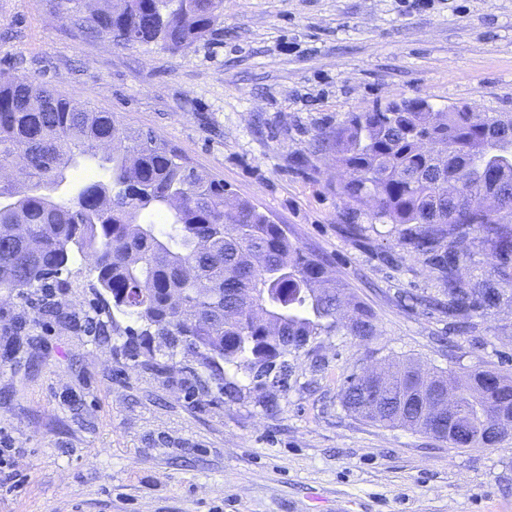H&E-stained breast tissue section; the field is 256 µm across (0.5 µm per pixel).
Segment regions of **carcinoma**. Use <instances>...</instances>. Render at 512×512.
I'll list each match as a JSON object with an SVG mask.
<instances>
[{"mask_svg":"<svg viewBox=\"0 0 512 512\" xmlns=\"http://www.w3.org/2000/svg\"><path fill=\"white\" fill-rule=\"evenodd\" d=\"M58 7L117 46L171 52L224 19V0H96L88 11L85 0H59ZM424 102L352 112L323 145L348 175L336 191L426 257L444 297L436 305L473 331L474 318L512 303L508 265L495 278L476 262L469 278L460 272L477 238L512 257V115L467 104L419 109ZM20 153L26 165L0 182V291L41 288L42 309L60 317L46 280L86 251L97 285L144 324L141 335L153 328L180 342L218 381L222 362L251 373L324 333L377 336L371 310L328 276L322 255L152 133L109 112H75L34 81L0 82V164ZM86 163L98 178L73 180L70 172ZM341 399L362 419L439 439L436 414L450 409L473 431L499 425L456 448H485L512 434V380L489 370L424 372L409 360L380 378L350 375Z\"/></svg>","mask_w":512,"mask_h":512,"instance_id":"obj_1","label":"carcinoma"}]
</instances>
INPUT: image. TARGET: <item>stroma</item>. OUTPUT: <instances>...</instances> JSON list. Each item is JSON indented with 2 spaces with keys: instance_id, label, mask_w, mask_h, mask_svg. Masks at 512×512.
<instances>
[{
  "instance_id": "1",
  "label": "stroma",
  "mask_w": 512,
  "mask_h": 512,
  "mask_svg": "<svg viewBox=\"0 0 512 512\" xmlns=\"http://www.w3.org/2000/svg\"><path fill=\"white\" fill-rule=\"evenodd\" d=\"M30 79L153 132L328 261L368 306L370 342L335 332L287 357L274 387L234 365L217 388L195 356L105 309L90 256L54 299L0 293V512H512V438L459 449L349 413L347 376L409 358L512 377V307L459 334L408 295L424 257L378 224L346 231L323 134L400 98L512 113V0H224V21L171 53L81 34L57 0H0V79ZM21 335H13L14 326Z\"/></svg>"
}]
</instances>
